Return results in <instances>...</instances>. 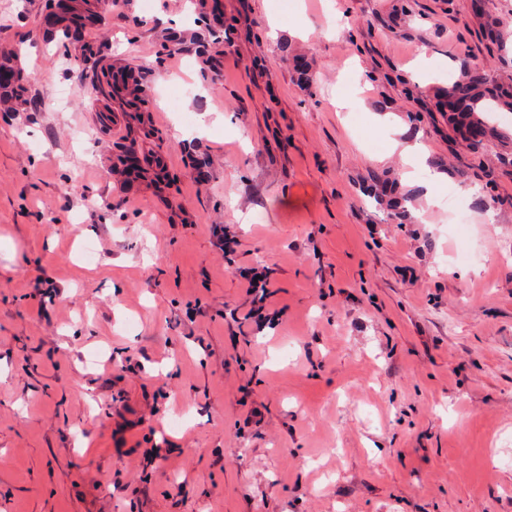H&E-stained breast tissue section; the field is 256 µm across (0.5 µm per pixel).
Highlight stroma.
<instances>
[{
	"label": "stroma",
	"mask_w": 512,
	"mask_h": 512,
	"mask_svg": "<svg viewBox=\"0 0 512 512\" xmlns=\"http://www.w3.org/2000/svg\"><path fill=\"white\" fill-rule=\"evenodd\" d=\"M12 63L0 512H512V112L472 149L437 108L478 65L512 85V0H0ZM215 224L286 321L232 336Z\"/></svg>",
	"instance_id": "35a3bbf8"
}]
</instances>
